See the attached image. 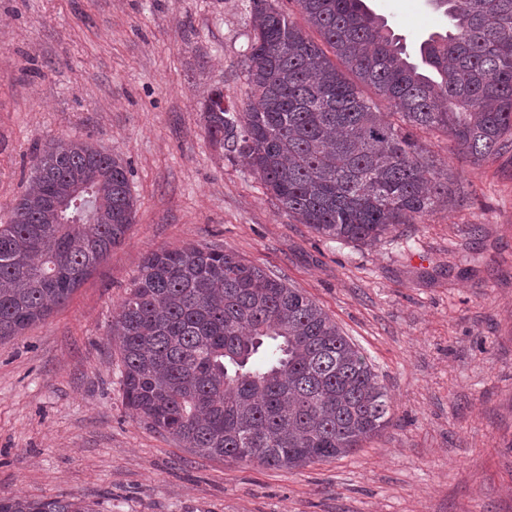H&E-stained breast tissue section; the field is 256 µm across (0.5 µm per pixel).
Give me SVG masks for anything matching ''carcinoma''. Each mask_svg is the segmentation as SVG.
Segmentation results:
<instances>
[{
	"label": "carcinoma",
	"mask_w": 512,
	"mask_h": 512,
	"mask_svg": "<svg viewBox=\"0 0 512 512\" xmlns=\"http://www.w3.org/2000/svg\"><path fill=\"white\" fill-rule=\"evenodd\" d=\"M249 0L245 112L205 104L210 140L319 234L372 243L420 224L451 175L420 141L438 130L472 162L512 149V0H435L452 28L420 72L363 0ZM336 57L331 61L309 31ZM390 107L376 111L358 84ZM83 187L79 202L58 199ZM134 201L122 158L83 141L35 153L0 224V339L64 303L120 244ZM127 404L201 456L296 469L352 453L391 407L366 357L311 298L220 248L145 256L112 322ZM0 512H94L79 498L0 495Z\"/></svg>",
	"instance_id": "cac0c4a2"
}]
</instances>
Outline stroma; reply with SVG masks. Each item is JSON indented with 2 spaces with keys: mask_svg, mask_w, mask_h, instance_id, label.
Segmentation results:
<instances>
[{
  "mask_svg": "<svg viewBox=\"0 0 512 512\" xmlns=\"http://www.w3.org/2000/svg\"><path fill=\"white\" fill-rule=\"evenodd\" d=\"M411 58L434 0H365ZM248 0H0V224L36 149L82 140L130 167L134 221L69 299L0 341V495L96 512H512V152L455 176L421 224L365 245L297 223L203 112L244 111ZM220 247L302 290L369 359L389 423L288 470L195 455L127 407L112 317L145 255Z\"/></svg>",
  "mask_w": 512,
  "mask_h": 512,
  "instance_id": "1",
  "label": "stroma"
}]
</instances>
